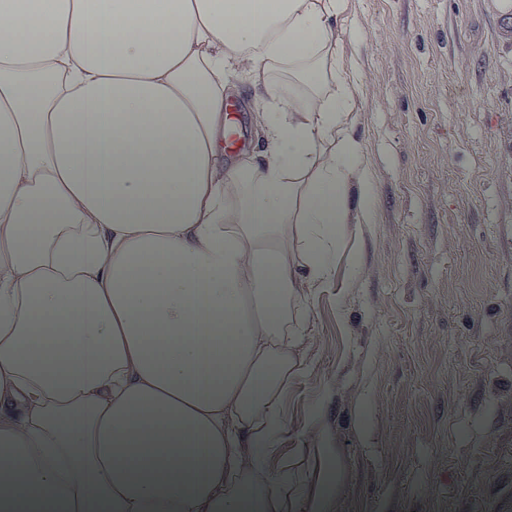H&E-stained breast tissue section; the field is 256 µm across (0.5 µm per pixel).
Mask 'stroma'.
I'll list each match as a JSON object with an SVG mask.
<instances>
[{"mask_svg":"<svg viewBox=\"0 0 512 512\" xmlns=\"http://www.w3.org/2000/svg\"><path fill=\"white\" fill-rule=\"evenodd\" d=\"M340 62L376 188L313 301L283 455L327 512H512V19L499 0H350ZM315 422L316 419L312 418L303 429L302 433L309 442L313 441L312 445L315 447L314 449L324 462L322 478L325 491L328 493L332 491L338 483V462L332 457L331 449L325 448V441L319 429L315 426Z\"/></svg>","mask_w":512,"mask_h":512,"instance_id":"obj_1","label":"stroma"}]
</instances>
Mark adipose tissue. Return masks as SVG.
I'll list each match as a JSON object with an SVG mask.
<instances>
[{
	"mask_svg": "<svg viewBox=\"0 0 512 512\" xmlns=\"http://www.w3.org/2000/svg\"><path fill=\"white\" fill-rule=\"evenodd\" d=\"M347 6L0 0V512H323L278 442L375 202Z\"/></svg>",
	"mask_w": 512,
	"mask_h": 512,
	"instance_id": "adipose-tissue-1",
	"label": "adipose tissue"
}]
</instances>
